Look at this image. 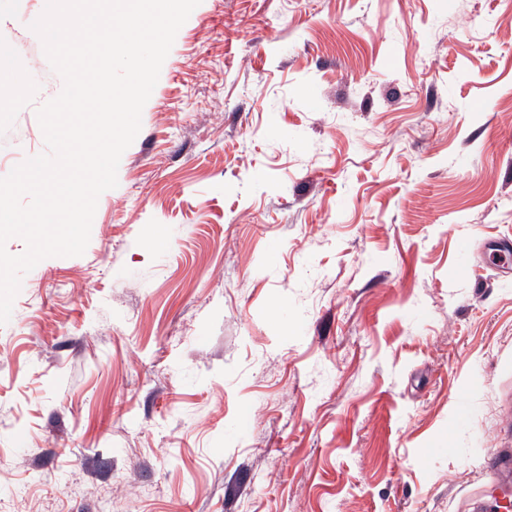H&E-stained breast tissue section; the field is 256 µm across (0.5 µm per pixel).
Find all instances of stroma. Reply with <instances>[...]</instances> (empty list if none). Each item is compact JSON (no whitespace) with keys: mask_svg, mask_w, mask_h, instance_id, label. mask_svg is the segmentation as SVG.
Here are the masks:
<instances>
[{"mask_svg":"<svg viewBox=\"0 0 512 512\" xmlns=\"http://www.w3.org/2000/svg\"><path fill=\"white\" fill-rule=\"evenodd\" d=\"M42 12L0 0V178L63 88ZM117 178L0 325V512L512 492V0H201Z\"/></svg>","mask_w":512,"mask_h":512,"instance_id":"obj_1","label":"stroma"}]
</instances>
